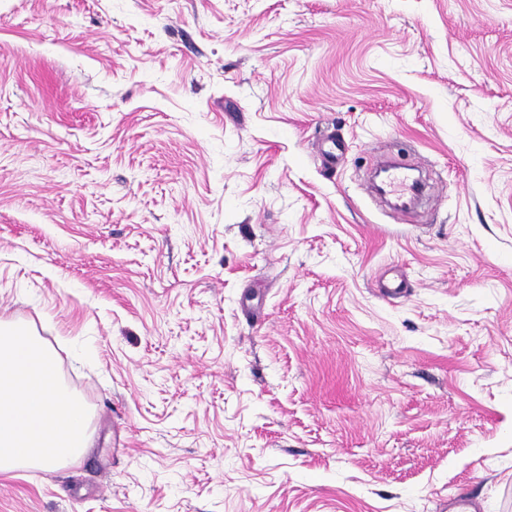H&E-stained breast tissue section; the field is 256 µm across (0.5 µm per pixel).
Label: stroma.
<instances>
[{
    "instance_id": "35a3bbf8",
    "label": "stroma",
    "mask_w": 512,
    "mask_h": 512,
    "mask_svg": "<svg viewBox=\"0 0 512 512\" xmlns=\"http://www.w3.org/2000/svg\"><path fill=\"white\" fill-rule=\"evenodd\" d=\"M1 319L93 436L0 512H512V0H0ZM411 168L402 163H391L387 167V178L382 189L383 193L392 196L395 200L394 206L398 211H404L411 204L412 198L416 195V184L407 171Z\"/></svg>"
}]
</instances>
